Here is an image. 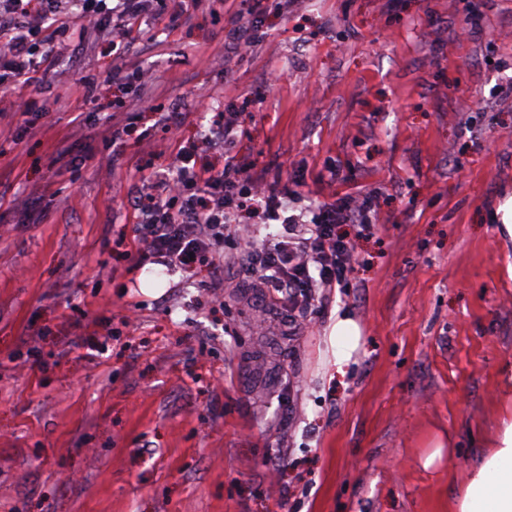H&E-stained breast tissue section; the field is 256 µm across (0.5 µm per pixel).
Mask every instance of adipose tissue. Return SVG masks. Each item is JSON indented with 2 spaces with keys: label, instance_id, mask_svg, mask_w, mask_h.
<instances>
[{
  "label": "adipose tissue",
  "instance_id": "obj_1",
  "mask_svg": "<svg viewBox=\"0 0 512 512\" xmlns=\"http://www.w3.org/2000/svg\"><path fill=\"white\" fill-rule=\"evenodd\" d=\"M450 512H512V419H502Z\"/></svg>",
  "mask_w": 512,
  "mask_h": 512
}]
</instances>
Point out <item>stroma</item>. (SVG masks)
<instances>
[{
    "mask_svg": "<svg viewBox=\"0 0 512 512\" xmlns=\"http://www.w3.org/2000/svg\"><path fill=\"white\" fill-rule=\"evenodd\" d=\"M386 2L281 6L237 61L243 0H186L130 48L78 41L92 94L43 70L35 109L0 112V512H449L512 360V0ZM141 66L149 89L108 80ZM227 109L253 172L302 174L300 205L378 215L342 226L352 269L314 320L232 244L214 274L130 257L139 179ZM340 318L360 342L339 367ZM260 21L255 20L250 26L233 28L228 31L229 48L233 58L241 59L251 55L261 44L262 33Z\"/></svg>",
    "mask_w": 512,
    "mask_h": 512,
    "instance_id": "35a3bbf8",
    "label": "stroma"
}]
</instances>
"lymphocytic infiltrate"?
<instances>
[{
	"instance_id": "lymphocytic-infiltrate-1",
	"label": "lymphocytic infiltrate",
	"mask_w": 512,
	"mask_h": 512,
	"mask_svg": "<svg viewBox=\"0 0 512 512\" xmlns=\"http://www.w3.org/2000/svg\"><path fill=\"white\" fill-rule=\"evenodd\" d=\"M51 2L50 10L35 13L31 0H0V86L5 89L0 112L17 105L8 90L37 80L33 34L50 29L46 55L57 60L70 54L64 34L74 27L109 36L119 49L132 38L130 18L147 11L151 0H116L107 11L97 0ZM215 127L223 132V169L178 152L165 173L141 178L137 202L144 222L136 261L153 258L187 273L202 266L214 270L224 261V238L231 234L245 242L238 262L266 285L272 301L314 315L316 292L335 290L351 268L354 247L340 227L369 223L368 199L347 194L292 213L287 185L251 174L239 160L237 113L221 114ZM256 224H275L279 230L259 244L252 230Z\"/></svg>"
}]
</instances>
